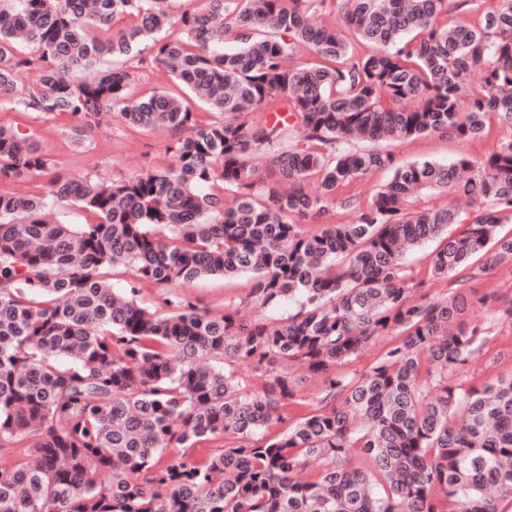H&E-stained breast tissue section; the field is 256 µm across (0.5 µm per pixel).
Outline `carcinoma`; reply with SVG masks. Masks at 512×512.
Masks as SVG:
<instances>
[{
    "label": "carcinoma",
    "mask_w": 512,
    "mask_h": 512,
    "mask_svg": "<svg viewBox=\"0 0 512 512\" xmlns=\"http://www.w3.org/2000/svg\"><path fill=\"white\" fill-rule=\"evenodd\" d=\"M324 2L204 0L176 16L168 0H0V110L66 116L77 145L116 117L168 132L178 158L78 180L51 171L34 135L0 126V180L45 178L0 194V512H499L512 500V374L448 385L512 319V303L467 319L463 288L512 270L500 233L512 0H336L334 24L318 19ZM459 10L477 21L448 22ZM347 30L371 51L350 54ZM303 50L315 62L292 63ZM147 65L206 111L167 90L136 97ZM494 126L511 134L492 153L450 165L379 147L474 142ZM380 169L390 182L352 222L323 221L340 188ZM424 191L465 205L411 208ZM64 201L93 220L50 219ZM430 241V277L455 284L435 300L404 266ZM117 269L133 281L116 291ZM213 276H247L250 291L219 314L180 294L138 300L145 283ZM290 300L285 318L240 317ZM387 336L397 342L368 369L337 372ZM290 365L321 381V407L275 433L296 403Z\"/></svg>",
    "instance_id": "obj_1"
}]
</instances>
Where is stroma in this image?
<instances>
[{
  "label": "stroma",
  "instance_id": "1",
  "mask_svg": "<svg viewBox=\"0 0 512 512\" xmlns=\"http://www.w3.org/2000/svg\"><path fill=\"white\" fill-rule=\"evenodd\" d=\"M11 127L20 133L34 134L48 155L54 170L73 177L89 176L109 183L128 177L133 172L147 168H167L176 163L171 149L173 139L166 132H133L119 122H111L93 134L91 141L74 145L67 134L69 122L63 118L36 117L0 112V126ZM497 143L496 135L476 142H463L451 134H435L398 141L391 149L400 160H435L450 162L467 154L473 157L489 155ZM385 171L374 172L339 191V198H354V205L336 207L329 211L326 220L332 224L349 223L356 207L367 204L376 190L388 182ZM474 300L470 316L484 321L490 308L512 299V271L500 269L467 283ZM250 290L248 279L227 281L212 277L182 286V294L191 297L200 308L223 311L226 303L245 296ZM494 342L482 355L448 376L452 385L481 387L500 375L512 373V320L499 322Z\"/></svg>",
  "mask_w": 512,
  "mask_h": 512
}]
</instances>
